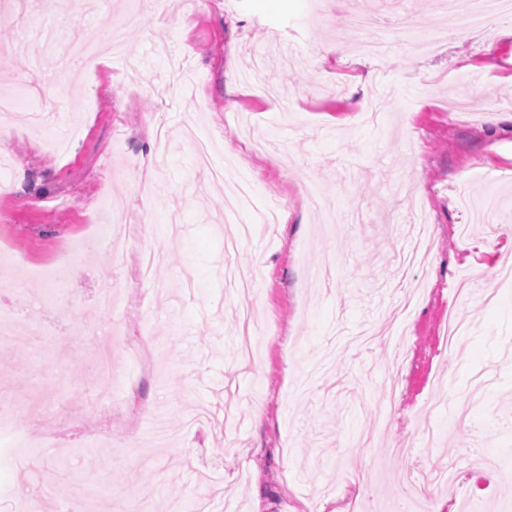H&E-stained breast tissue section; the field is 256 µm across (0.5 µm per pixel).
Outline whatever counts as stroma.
Returning a JSON list of instances; mask_svg holds the SVG:
<instances>
[{
	"label": "stroma",
	"instance_id": "stroma-1",
	"mask_svg": "<svg viewBox=\"0 0 512 512\" xmlns=\"http://www.w3.org/2000/svg\"><path fill=\"white\" fill-rule=\"evenodd\" d=\"M130 0H0V40L26 49L0 68L19 110L0 124V314L24 313L31 340L0 336V407L13 430L51 442L7 454L0 436V512H299L343 507L352 479L369 512H396L409 470L453 463L467 489L435 488L426 507L512 506V17L446 32L458 0H404L439 50L422 54L395 29L391 61L361 55L359 0H139L122 54L95 74L65 75L72 40H99ZM341 43L343 55L330 47ZM230 160L224 182L196 160L190 132ZM271 142L253 151L249 139ZM251 182L291 205L273 233L254 227L224 249L227 182ZM320 198L311 206L305 187ZM147 225L116 263L112 309L99 271L109 241L91 219L101 198ZM428 260L394 282L417 242ZM161 250L152 281L139 258ZM79 276L59 288L40 268ZM417 306L401 337L387 331L401 289ZM251 306L259 354L236 361L235 315ZM465 328L455 350L449 318ZM152 337V369L112 336ZM112 356V375L98 361ZM135 402L97 403L113 379ZM394 400H387L388 391ZM98 431L101 446L88 447Z\"/></svg>",
	"mask_w": 512,
	"mask_h": 512
}]
</instances>
